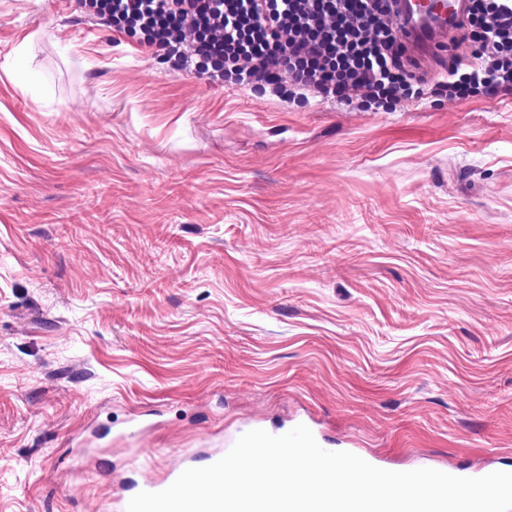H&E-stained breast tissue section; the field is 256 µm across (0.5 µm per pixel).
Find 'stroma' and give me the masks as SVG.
Here are the masks:
<instances>
[{"mask_svg":"<svg viewBox=\"0 0 512 512\" xmlns=\"http://www.w3.org/2000/svg\"><path fill=\"white\" fill-rule=\"evenodd\" d=\"M298 423L512 469V95L287 102L0 0V512Z\"/></svg>","mask_w":512,"mask_h":512,"instance_id":"35a3bbf8","label":"stroma"}]
</instances>
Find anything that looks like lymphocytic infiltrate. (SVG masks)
Masks as SVG:
<instances>
[{
  "mask_svg": "<svg viewBox=\"0 0 512 512\" xmlns=\"http://www.w3.org/2000/svg\"><path fill=\"white\" fill-rule=\"evenodd\" d=\"M110 26L224 81L290 100L383 107L434 95L512 94V0H467L473 49L427 82L405 54L392 0H79Z\"/></svg>",
  "mask_w": 512,
  "mask_h": 512,
  "instance_id": "lymphocytic-infiltrate-1",
  "label": "lymphocytic infiltrate"
}]
</instances>
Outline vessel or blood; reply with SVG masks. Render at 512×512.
Wrapping results in <instances>:
<instances>
[{
    "label": "vessel or blood",
    "instance_id": "vessel-or-blood-1",
    "mask_svg": "<svg viewBox=\"0 0 512 512\" xmlns=\"http://www.w3.org/2000/svg\"><path fill=\"white\" fill-rule=\"evenodd\" d=\"M466 0H395L400 41L422 62L448 49V34L465 16Z\"/></svg>",
    "mask_w": 512,
    "mask_h": 512
}]
</instances>
